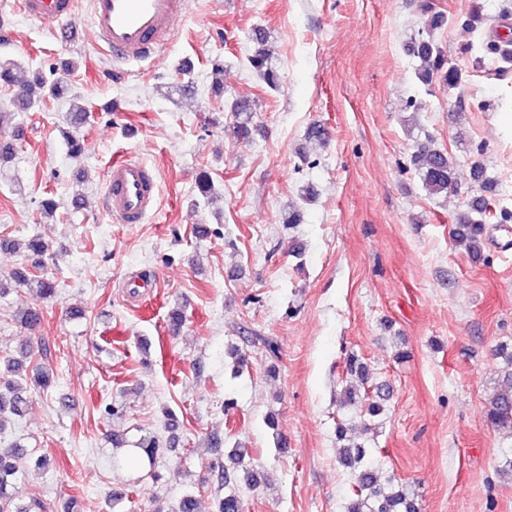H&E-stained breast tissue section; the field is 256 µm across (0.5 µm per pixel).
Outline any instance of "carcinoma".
<instances>
[{
  "label": "carcinoma",
  "mask_w": 512,
  "mask_h": 512,
  "mask_svg": "<svg viewBox=\"0 0 512 512\" xmlns=\"http://www.w3.org/2000/svg\"><path fill=\"white\" fill-rule=\"evenodd\" d=\"M416 9L423 18V34L410 42L408 51L419 62L416 72L419 82L427 87L440 81L449 87L462 84L463 73L457 66L448 62V56L436 42L433 31L446 24L444 15L434 10L430 0H417ZM252 41L256 44L248 63L251 70L267 87L276 91L281 86L277 69L272 64L269 49L266 48L267 35L262 29L253 31ZM0 85L20 87L12 100L18 112H28L44 97L64 98L71 88L62 81H48L39 75L31 82L24 79L11 61L0 62ZM236 117L233 123L235 138L247 141L252 135V112L244 102L231 105ZM410 162L415 175L424 190L433 197L447 196L457 190L455 168L457 158L448 151L427 139L414 146ZM471 186L478 192L471 196L468 210L458 217L453 234L456 240L466 247V254L477 263L485 260L487 225L495 222L506 224L512 221V213L504 209L493 211L485 193L490 191L494 180L488 175L483 163L471 162ZM48 245L40 235L28 239L25 260L30 267L13 271L8 277H0V299L9 295L14 286H27L43 299L52 298L57 292L55 279L44 272V259ZM43 312L38 309H26L18 316V322L27 329L41 325ZM255 343L261 345L265 358L271 361L266 372L276 373L273 361L279 358V348L270 338L255 337ZM502 359L498 373L502 379L499 388L489 398L484 417L492 426L512 437V350L508 345L498 349ZM346 386L341 395L339 406L342 410L355 411L363 418V428L373 434L383 427L386 404L390 400V385L385 381L370 382V370L356 354L347 357ZM56 370L49 364L30 359L26 349L8 355L0 361V431L4 429L6 419L23 416L30 404L32 393L45 392L55 385ZM353 424L347 418L336 421V440L339 443V463L351 475L352 493L345 503V512H419L416 493L406 484L394 482V477L381 478L380 467L374 451L352 438ZM163 444L160 439L145 436L132 443L131 454L139 459V465L149 467L151 476L159 478L155 470ZM30 453L27 447L13 441L0 446V512H45L43 500L29 497L28 504L16 505L19 495L16 481L18 473L27 461ZM220 478L224 479V498L218 501V512H244V502L238 483L246 485L257 482V473L244 465L243 451L239 448L222 457L214 464Z\"/></svg>",
  "instance_id": "cac0c4a2"
}]
</instances>
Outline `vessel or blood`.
I'll return each instance as SVG.
<instances>
[{"mask_svg": "<svg viewBox=\"0 0 512 512\" xmlns=\"http://www.w3.org/2000/svg\"><path fill=\"white\" fill-rule=\"evenodd\" d=\"M20 11L51 25L60 41L78 40L79 0H18ZM188 0H90L91 28L114 60L132 64L160 56ZM158 176L133 158L106 170L103 208L118 223L141 224L157 203Z\"/></svg>", "mask_w": 512, "mask_h": 512, "instance_id": "vessel-or-blood-1", "label": "vessel or blood"}]
</instances>
